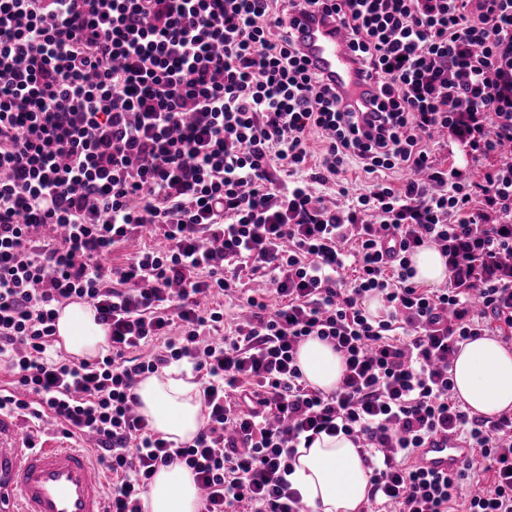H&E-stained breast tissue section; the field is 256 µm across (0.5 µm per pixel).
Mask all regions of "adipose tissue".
I'll list each match as a JSON object with an SVG mask.
<instances>
[{
	"label": "adipose tissue",
	"instance_id": "1",
	"mask_svg": "<svg viewBox=\"0 0 512 512\" xmlns=\"http://www.w3.org/2000/svg\"><path fill=\"white\" fill-rule=\"evenodd\" d=\"M58 334L65 349L91 359L107 345L105 328L85 303H71L60 313ZM305 380L324 392L335 390L343 373L341 356L332 346L312 337L298 351ZM454 391L471 413L494 416L512 409V349L482 336L463 345L452 367ZM139 413L150 428L175 442L192 440L204 422V405L197 383L184 379L179 367L140 381L134 389ZM312 512H361L367 500L369 471L357 447L344 435H320L302 448L288 477ZM193 476L175 463L160 467L144 497V512H199Z\"/></svg>",
	"mask_w": 512,
	"mask_h": 512
}]
</instances>
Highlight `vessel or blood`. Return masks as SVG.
Instances as JSON below:
<instances>
[{"label": "vessel or blood", "mask_w": 512, "mask_h": 512, "mask_svg": "<svg viewBox=\"0 0 512 512\" xmlns=\"http://www.w3.org/2000/svg\"><path fill=\"white\" fill-rule=\"evenodd\" d=\"M302 50L337 85H355L352 52L335 26L298 18ZM476 451L469 445L440 437L418 449L416 462L434 473L455 471ZM103 471L85 449L59 445L29 448L15 434L10 445L0 443V512H105Z\"/></svg>", "instance_id": "obj_1"}]
</instances>
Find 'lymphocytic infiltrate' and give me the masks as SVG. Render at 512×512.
Returning a JSON list of instances; mask_svg holds the SVG:
<instances>
[{"label": "lymphocytic infiltrate", "instance_id": "lymphocytic-infiltrate-1", "mask_svg": "<svg viewBox=\"0 0 512 512\" xmlns=\"http://www.w3.org/2000/svg\"><path fill=\"white\" fill-rule=\"evenodd\" d=\"M308 9L347 31L370 89L312 67L290 27ZM507 141L512 0H0V414L95 434L106 512H143L174 463L201 512H307L287 476L323 433L358 448L387 512H512V414L470 415L451 373L463 343L512 336V275L493 276L512 222L487 221L512 218V167L491 161ZM143 228L163 247L108 264ZM431 245L441 288L413 280ZM74 302L108 332L91 361L56 348ZM312 336L344 361L329 393L297 364ZM175 363L205 406L179 444L134 394ZM440 435L479 457L421 471Z\"/></svg>", "mask_w": 512, "mask_h": 512}]
</instances>
